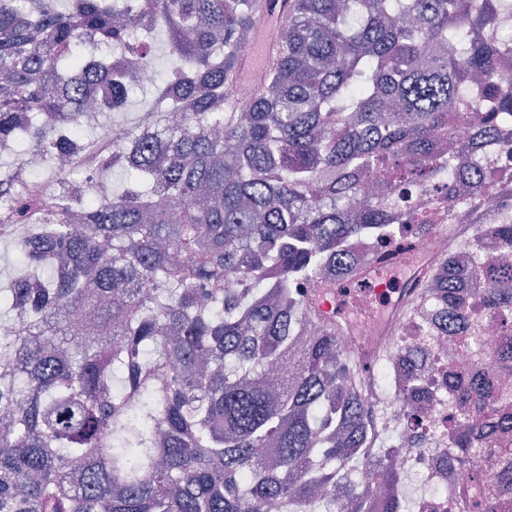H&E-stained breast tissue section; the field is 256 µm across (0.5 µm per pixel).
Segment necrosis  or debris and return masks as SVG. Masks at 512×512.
<instances>
[{
	"label": "necrosis or debris",
	"instance_id": "4bbe7bcc",
	"mask_svg": "<svg viewBox=\"0 0 512 512\" xmlns=\"http://www.w3.org/2000/svg\"><path fill=\"white\" fill-rule=\"evenodd\" d=\"M408 194L430 226L426 238H398L389 252L374 244H366L363 255L382 260L392 288L406 287L410 281H428L441 257L467 253L465 244L448 242V225L457 223V212L451 211L443 190L435 185L415 183ZM413 249L424 253L419 266H401L399 256ZM384 316L378 325H359L346 332L342 345L347 352L387 350L404 352L408 346L422 351L416 374L421 382L427 404L426 416L419 420L408 417L411 402L399 387L398 364L389 368V385L376 401L375 409L396 427L398 446L391 458L392 466L403 482L419 481L424 490L412 500V512H463L464 501L458 495L465 481L459 472L448 467V364L455 361L468 369L466 383L477 384L495 402V412L489 413L485 435H496L503 417L512 418V324L505 326L491 321L485 312H476L477 336L481 344L466 349L458 337L447 335V317L439 307L425 308L416 320L417 333H410L400 316V306L391 295H384Z\"/></svg>",
	"mask_w": 512,
	"mask_h": 512
}]
</instances>
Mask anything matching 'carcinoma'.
<instances>
[{
	"instance_id": "carcinoma-1",
	"label": "carcinoma",
	"mask_w": 512,
	"mask_h": 512,
	"mask_svg": "<svg viewBox=\"0 0 512 512\" xmlns=\"http://www.w3.org/2000/svg\"><path fill=\"white\" fill-rule=\"evenodd\" d=\"M279 8L264 80L241 95L259 0H0V237L19 254L0 285V512H336L338 480L350 512H405L374 408L390 354L342 349L321 275L366 264L355 240L426 235L399 187L446 183L484 252L443 261L406 309L438 298L462 336L478 287L488 315H512V277L490 267L512 224H482L512 198L482 163L485 143L512 147V73L483 38L512 5ZM161 31L168 77L131 110ZM90 106L126 113L112 142L86 133ZM115 169L122 190L90 198L83 177ZM457 403V466L507 453L508 424L482 435L491 404L465 388Z\"/></svg>"
}]
</instances>
